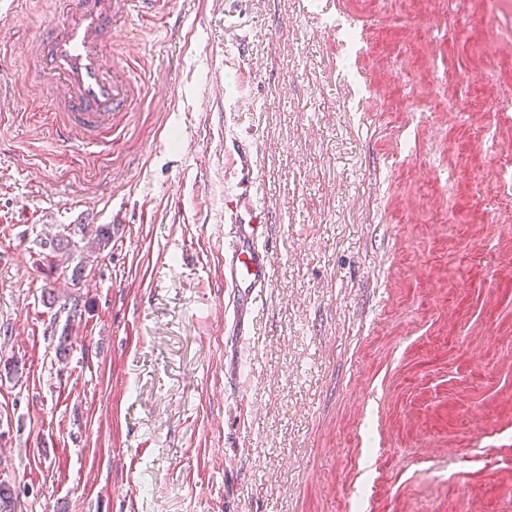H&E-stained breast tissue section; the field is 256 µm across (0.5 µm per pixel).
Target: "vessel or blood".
<instances>
[{
    "mask_svg": "<svg viewBox=\"0 0 512 512\" xmlns=\"http://www.w3.org/2000/svg\"><path fill=\"white\" fill-rule=\"evenodd\" d=\"M167 0H74L63 23L47 26L28 44V60L45 78L54 112L60 116L61 144L74 141L110 150V135L141 98V83L121 67L112 52V36L121 21L155 16ZM260 179L252 177L230 201L233 235L224 249V283L239 306H247L258 289L269 287L272 262L263 243L267 219Z\"/></svg>",
    "mask_w": 512,
    "mask_h": 512,
    "instance_id": "vessel-or-blood-1",
    "label": "vessel or blood"
}]
</instances>
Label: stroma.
Masks as SVG:
<instances>
[{"instance_id": "35a3bbf8", "label": "stroma", "mask_w": 512, "mask_h": 512, "mask_svg": "<svg viewBox=\"0 0 512 512\" xmlns=\"http://www.w3.org/2000/svg\"><path fill=\"white\" fill-rule=\"evenodd\" d=\"M109 154L58 142L0 23V478L19 512H499L512 462V0H168ZM270 287L234 328L224 198ZM108 224L98 258L40 241ZM88 260L79 288L73 263ZM75 297L67 312L45 288ZM460 456L452 460L449 449ZM247 183L238 188L230 201L233 235L224 248V284L232 288L242 309L255 300L258 289L268 288L272 281L271 257L262 244L267 219L258 174Z\"/></svg>"}]
</instances>
